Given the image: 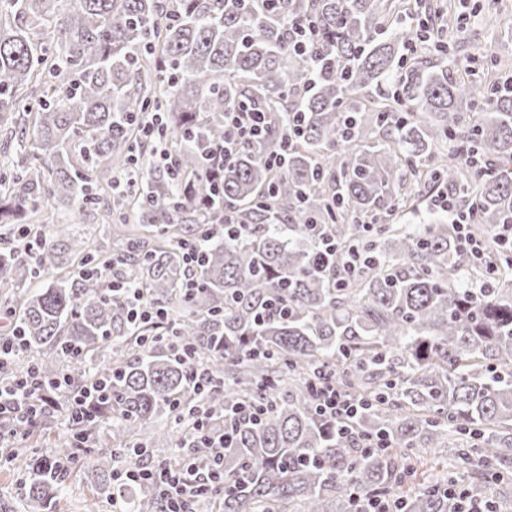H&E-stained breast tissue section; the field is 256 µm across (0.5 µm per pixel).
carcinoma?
<instances>
[{
    "label": "carcinoma",
    "mask_w": 512,
    "mask_h": 512,
    "mask_svg": "<svg viewBox=\"0 0 512 512\" xmlns=\"http://www.w3.org/2000/svg\"><path fill=\"white\" fill-rule=\"evenodd\" d=\"M411 3L0 0V123L18 147L0 173V224L19 226L20 242L0 252V299L25 340L4 380L35 368L53 384L78 349L70 387L98 380L112 393L63 445L10 450L26 462L25 512L65 493L70 471L41 461L68 466L84 452L75 435L160 468L199 407L218 427L247 402L265 413L235 424L222 461L186 449L194 472L223 476L204 512H355L370 497L456 512V487L512 512V288L501 287L512 252L495 244L512 214V78L477 61L485 38L463 62L451 54L462 26L435 23L430 0L412 3L424 20L406 26ZM295 24L317 32L323 73L293 49ZM241 107L269 114L265 135L213 154L224 114ZM157 112L163 157L147 182L98 190L90 167L128 171ZM279 154L275 173L266 159ZM441 186L474 210L495 259L483 292L455 279L484 273L452 225L398 223L422 205L421 188ZM55 202L131 211L156 231L119 229L112 249L73 224L46 233L39 212ZM226 213L236 224L219 223ZM316 224L358 244L367 265L335 284L316 263ZM191 250L202 257L193 268ZM52 270L53 286L28 288ZM133 289L166 322L134 319ZM324 381L365 403L343 435L317 410ZM377 434L388 447H362ZM114 466L109 448L96 495L163 512L154 486H113Z\"/></svg>",
    "instance_id": "1"
}]
</instances>
